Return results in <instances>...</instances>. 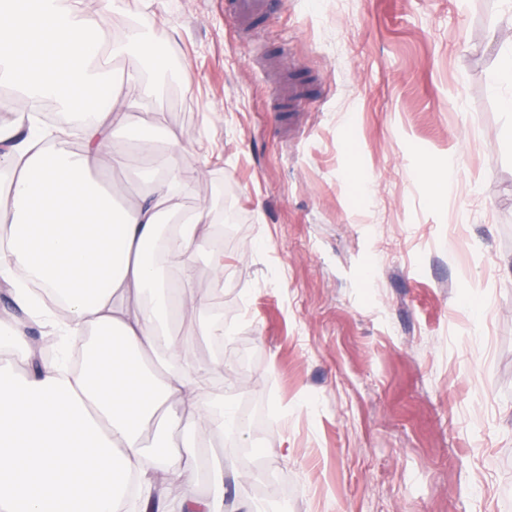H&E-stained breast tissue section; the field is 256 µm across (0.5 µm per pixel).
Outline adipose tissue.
<instances>
[{
  "label": "adipose tissue",
  "instance_id": "ef3b65f1",
  "mask_svg": "<svg viewBox=\"0 0 512 512\" xmlns=\"http://www.w3.org/2000/svg\"><path fill=\"white\" fill-rule=\"evenodd\" d=\"M104 22L60 0H0V87L92 113L75 151L64 129L45 130L32 113L0 125V167L10 176L0 200V277L23 307L33 282L64 297L62 311L42 314L55 335L97 338L77 376L47 361L18 380L14 360L27 358V344L0 321V512H119L121 479L134 469L153 512H223L222 473L210 476L211 497L196 496L193 450L175 449L171 432L191 430L199 418L219 434L237 424L223 398L201 399L187 360L198 337L224 330L214 300L195 293L193 255L207 251L220 272L224 250L204 213L176 216L175 199L201 184L199 172L169 163L147 193L118 211L111 193L97 189L98 173L129 164L113 129L126 127L144 163L154 152L145 136L151 113L127 127L134 104L116 90L153 64V51L134 28L109 38ZM116 59L122 72L111 66ZM163 265L178 272L173 305L158 274ZM170 313L209 321L173 339L159 331ZM176 484L184 493L173 502L168 489Z\"/></svg>",
  "mask_w": 512,
  "mask_h": 512
}]
</instances>
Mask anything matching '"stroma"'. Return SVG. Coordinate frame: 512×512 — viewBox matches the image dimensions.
Returning <instances> with one entry per match:
<instances>
[{"label":"stroma","instance_id":"1","mask_svg":"<svg viewBox=\"0 0 512 512\" xmlns=\"http://www.w3.org/2000/svg\"><path fill=\"white\" fill-rule=\"evenodd\" d=\"M225 0H129L162 61L123 83L159 159L227 201L224 362L204 399L249 422L199 455L224 506L512 512V112L489 74L503 0H272L240 36ZM450 180L441 200L431 184ZM265 451L248 465L250 449Z\"/></svg>","mask_w":512,"mask_h":512}]
</instances>
